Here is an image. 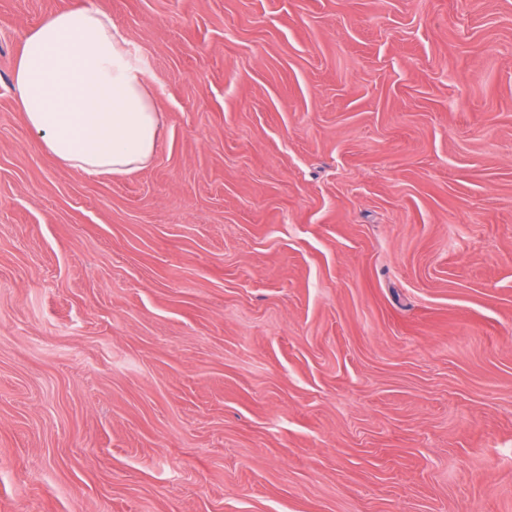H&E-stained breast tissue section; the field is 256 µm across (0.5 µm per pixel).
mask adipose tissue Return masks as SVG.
<instances>
[{"mask_svg": "<svg viewBox=\"0 0 512 512\" xmlns=\"http://www.w3.org/2000/svg\"><path fill=\"white\" fill-rule=\"evenodd\" d=\"M154 68L109 12L71 0L23 41L12 74L17 107L65 170L124 175L153 160L164 125Z\"/></svg>", "mask_w": 512, "mask_h": 512, "instance_id": "1", "label": "adipose tissue"}]
</instances>
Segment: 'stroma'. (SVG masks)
Masks as SVG:
<instances>
[{
  "instance_id": "1",
  "label": "stroma",
  "mask_w": 512,
  "mask_h": 512,
  "mask_svg": "<svg viewBox=\"0 0 512 512\" xmlns=\"http://www.w3.org/2000/svg\"><path fill=\"white\" fill-rule=\"evenodd\" d=\"M165 127L19 111L0 0V512H512V0H91Z\"/></svg>"
}]
</instances>
